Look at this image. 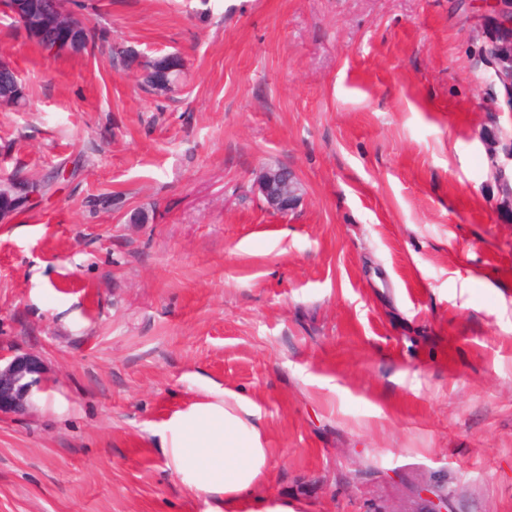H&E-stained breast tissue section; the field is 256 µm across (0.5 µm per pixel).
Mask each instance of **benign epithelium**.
Returning a JSON list of instances; mask_svg holds the SVG:
<instances>
[{
  "mask_svg": "<svg viewBox=\"0 0 512 512\" xmlns=\"http://www.w3.org/2000/svg\"><path fill=\"white\" fill-rule=\"evenodd\" d=\"M8 6L16 19L26 22L33 20L32 12L40 8L39 21L49 29L62 17L51 0L38 6L29 0H8ZM490 9L493 36L487 53L494 64V77L512 106V0H493ZM255 191L262 196L269 210L280 215L293 212L302 199L296 175L280 166L263 169L256 180ZM38 193L36 184L0 182V197L11 204L9 208H0V220L8 219L15 207L28 203ZM44 383V369L37 358L18 354L11 347L0 344V418L26 414L33 389L42 388Z\"/></svg>",
  "mask_w": 512,
  "mask_h": 512,
  "instance_id": "7a95c632",
  "label": "benign epithelium"
}]
</instances>
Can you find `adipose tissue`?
Segmentation results:
<instances>
[{
    "instance_id": "adipose-tissue-1",
    "label": "adipose tissue",
    "mask_w": 512,
    "mask_h": 512,
    "mask_svg": "<svg viewBox=\"0 0 512 512\" xmlns=\"http://www.w3.org/2000/svg\"><path fill=\"white\" fill-rule=\"evenodd\" d=\"M167 429L170 462L191 472L195 495H222L225 512H240L249 503L257 512H289L282 505L265 506L255 495L267 477L269 450L249 397L225 391L216 401L176 411Z\"/></svg>"
}]
</instances>
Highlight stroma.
<instances>
[{
    "label": "stroma",
    "instance_id": "stroma-1",
    "mask_svg": "<svg viewBox=\"0 0 512 512\" xmlns=\"http://www.w3.org/2000/svg\"><path fill=\"white\" fill-rule=\"evenodd\" d=\"M50 55L0 0V342L47 391L0 419V512H224L161 446L256 403L257 496L295 512H512V106L488 0H68ZM180 53L145 92L122 50ZM303 199L273 213L263 168ZM145 211L149 223L133 224ZM47 0H36L34 2L40 4V17L37 21L42 22L48 29L54 27L64 16L55 2H43ZM73 23L72 27L52 28L50 30H37L35 24L22 23V26L27 31L30 37L36 40L38 45L43 48L52 47L54 43L60 41V51L57 54H64V46H69L72 49V54L69 55H82L89 54L96 44V32L87 27L80 20L69 17ZM51 43V45H49ZM269 210L280 215L293 212L302 199L301 185L296 175L284 167L263 169L255 183ZM4 189V190H3ZM39 193L38 185H25L12 183L11 180L7 182H0V194L2 199H6L9 204L13 206L23 207L29 200Z\"/></svg>",
    "mask_w": 512,
    "mask_h": 512
}]
</instances>
